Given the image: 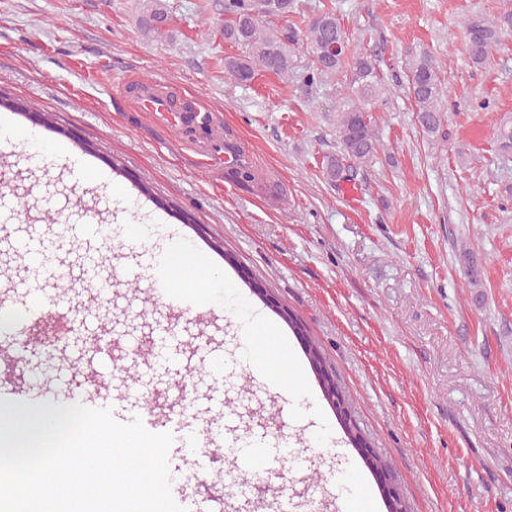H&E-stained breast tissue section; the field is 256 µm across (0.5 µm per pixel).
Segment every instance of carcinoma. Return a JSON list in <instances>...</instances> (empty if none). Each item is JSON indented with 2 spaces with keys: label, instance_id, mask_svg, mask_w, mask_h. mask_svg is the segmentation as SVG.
I'll return each instance as SVG.
<instances>
[{
  "label": "carcinoma",
  "instance_id": "carcinoma-1",
  "mask_svg": "<svg viewBox=\"0 0 512 512\" xmlns=\"http://www.w3.org/2000/svg\"><path fill=\"white\" fill-rule=\"evenodd\" d=\"M297 10L296 0H224V40L239 47L241 55L224 61V77L238 84L254 78L256 69L281 78L294 75L299 48L306 46L307 63L303 85L313 88L347 68L352 94L342 97L336 105V136L338 150L326 156L324 174L336 187L356 179L361 165L373 160L380 148L375 119L369 115L376 100L384 93L385 84L376 61L364 53L348 55L349 38L336 14L321 9L301 31L286 24ZM269 18L285 25L270 28ZM168 14L152 8L142 16L145 26L163 29ZM512 28V12L496 22L482 15L468 20L466 55L473 67L485 66L500 44L505 29ZM407 92L415 119L423 133L436 136L444 119L443 91L439 70L433 58L423 52L413 55L406 64ZM224 152L235 160L238 174L252 179L250 160L243 146L229 132H224ZM306 352L317 372L324 396L340 398L334 375L329 373L319 350L308 346Z\"/></svg>",
  "mask_w": 512,
  "mask_h": 512
}]
</instances>
